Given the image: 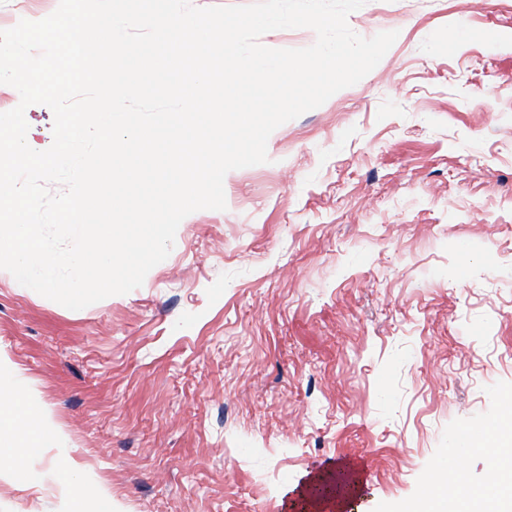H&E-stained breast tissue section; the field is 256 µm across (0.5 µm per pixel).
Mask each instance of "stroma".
I'll return each mask as SVG.
<instances>
[{"instance_id": "1", "label": "stroma", "mask_w": 512, "mask_h": 512, "mask_svg": "<svg viewBox=\"0 0 512 512\" xmlns=\"http://www.w3.org/2000/svg\"><path fill=\"white\" fill-rule=\"evenodd\" d=\"M59 0H0V30ZM398 37L357 84L227 173L141 287L81 310L0 270V372L58 445L0 473V512H288L329 464L401 512L512 396V0H366ZM56 476L64 487L72 488L76 491V495L72 499L71 512H83V503L87 498L105 501L108 504L109 510L112 511V493L106 488L97 485H78L71 466L61 467L58 465Z\"/></svg>"}]
</instances>
